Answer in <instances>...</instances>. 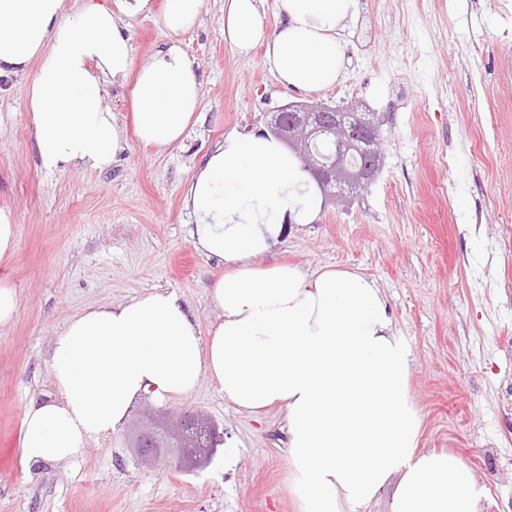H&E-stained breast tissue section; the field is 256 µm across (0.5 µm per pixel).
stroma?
Here are the masks:
<instances>
[{
	"instance_id": "35a3bbf8",
	"label": "stroma",
	"mask_w": 512,
	"mask_h": 512,
	"mask_svg": "<svg viewBox=\"0 0 512 512\" xmlns=\"http://www.w3.org/2000/svg\"><path fill=\"white\" fill-rule=\"evenodd\" d=\"M165 0L129 18L135 66L179 41L202 84L204 126L174 147L133 145L103 171L43 170L24 90L34 69L0 77V206L18 220V250L0 265L16 320L0 328V441L21 434L31 400L52 393L51 341L77 313L173 290L201 333L220 318L208 293L224 272L189 235L183 189L229 131L267 128L290 102L363 103L382 118L383 167L347 205L329 201L262 257L358 271L383 288L413 355L419 446L452 451L489 489L485 512H512V96L487 98L512 63V0H360L340 33L350 63L330 88L283 87L262 49L224 41V0H203L175 34ZM224 426L234 467L198 473L138 465L126 429L89 440L69 461L0 466V512H299L288 490L283 414L237 410L219 384L159 403Z\"/></svg>"
}]
</instances>
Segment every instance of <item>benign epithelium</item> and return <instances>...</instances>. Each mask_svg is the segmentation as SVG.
Masks as SVG:
<instances>
[{"label":"benign epithelium","instance_id":"7a95c632","mask_svg":"<svg viewBox=\"0 0 512 512\" xmlns=\"http://www.w3.org/2000/svg\"><path fill=\"white\" fill-rule=\"evenodd\" d=\"M355 120L347 123L344 114L325 104L288 103L273 113L271 134L294 151L306 164L311 176L331 199L344 194L345 185L357 181L368 186L382 165L379 128L381 121L374 112H358L350 107ZM347 125L345 136L335 142V152L326 161L316 163L310 150L299 147L302 141L333 131L337 125ZM368 153L361 164L347 162L351 151ZM150 421L129 435L130 448L139 462H164L178 471L192 472L211 464L224 445V431L201 412L184 409L175 420L162 409L149 414Z\"/></svg>","mask_w":512,"mask_h":512}]
</instances>
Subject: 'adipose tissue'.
I'll return each mask as SVG.
<instances>
[{"label": "adipose tissue", "instance_id": "obj_1", "mask_svg": "<svg viewBox=\"0 0 512 512\" xmlns=\"http://www.w3.org/2000/svg\"><path fill=\"white\" fill-rule=\"evenodd\" d=\"M261 0H224V40L301 91L336 84L341 25L360 0H278L266 29ZM152 0H0V75L36 65L26 89L42 168L102 171L133 143L167 147L205 119L202 84L179 42L135 67L127 18ZM132 81V124L103 104L106 80ZM191 236L226 272L210 286L219 322L201 336L176 291L154 290L73 316L50 346L55 393L26 409L29 462L77 457L118 431L140 398L189 396L203 377L257 415L283 412L288 487L299 512H484L489 490L454 453L419 450L409 391L412 353L382 288L348 269L258 265L286 225L314 223L323 205L311 175L270 134L224 136L188 180Z\"/></svg>", "mask_w": 512, "mask_h": 512}]
</instances>
